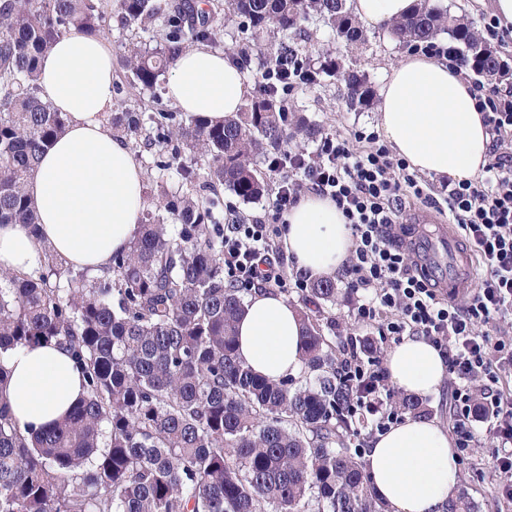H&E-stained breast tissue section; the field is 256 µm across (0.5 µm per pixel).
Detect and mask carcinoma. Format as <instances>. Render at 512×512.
<instances>
[{
	"label": "carcinoma",
	"instance_id": "cac0c4a2",
	"mask_svg": "<svg viewBox=\"0 0 512 512\" xmlns=\"http://www.w3.org/2000/svg\"><path fill=\"white\" fill-rule=\"evenodd\" d=\"M105 0H0V224L36 232L26 183L63 132L66 115L38 95L39 64L72 29L103 30ZM126 28L162 30L155 45L131 42L124 66L145 89L187 47L214 41L224 21L240 20L273 65L288 59L314 89L334 77L349 109L369 107L374 88L327 54L314 67L298 39L314 17L347 47L365 41L347 0H116ZM401 44L447 35L463 63L489 81L512 70L475 27L442 0H416L387 25ZM160 133L143 135L144 119ZM170 112H115L112 135L144 137L165 169L180 148L190 189L160 184L128 250L89 275L45 249L35 275L0 272V381L10 350L56 342L83 369V396L51 426L23 436L0 403V512H385L363 465L349 452L346 416L356 391L336 374V349L308 308L302 363L313 379L255 374L236 350L243 290L224 280V229L216 219L223 186L244 202L261 199L267 176L257 158L288 148L295 133L319 125L288 111L273 89L222 120L192 115L172 126ZM200 177L210 188L192 189ZM328 278L306 289L336 303Z\"/></svg>",
	"mask_w": 512,
	"mask_h": 512
}]
</instances>
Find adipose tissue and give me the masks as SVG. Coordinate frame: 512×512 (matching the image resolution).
Here are the masks:
<instances>
[{
    "instance_id": "ef3b65f1",
    "label": "adipose tissue",
    "mask_w": 512,
    "mask_h": 512,
    "mask_svg": "<svg viewBox=\"0 0 512 512\" xmlns=\"http://www.w3.org/2000/svg\"><path fill=\"white\" fill-rule=\"evenodd\" d=\"M413 0H352L363 24L377 27L405 16ZM39 97L66 113L68 125L43 154L27 184L39 217L37 233L0 224V271L32 275L41 243L76 268L100 270L136 236L145 202L143 172L134 152L113 137L103 116L112 104V46L77 29L63 35L41 61ZM462 73L441 62L405 56L385 79L378 128L411 167L456 180L477 178L489 157L491 135ZM247 80L223 51L186 49L174 61L165 96L181 111L218 120L245 103ZM283 244L298 272L335 274L352 246L335 203L305 196L286 217ZM237 350L254 372L273 380L302 369V324L279 294L257 292L237 324ZM8 377L0 400L23 434L39 431L83 394L75 358L57 344L9 351L0 360ZM389 380L398 392L437 395L446 375L439 349L404 337L387 354ZM370 485L390 512H447L461 484L454 444L437 421L407 416L377 434L364 453Z\"/></svg>"
}]
</instances>
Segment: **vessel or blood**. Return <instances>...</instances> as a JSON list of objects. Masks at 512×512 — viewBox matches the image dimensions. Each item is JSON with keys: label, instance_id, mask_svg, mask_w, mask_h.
Instances as JSON below:
<instances>
[{"label": "vessel or blood", "instance_id": "obj_1", "mask_svg": "<svg viewBox=\"0 0 512 512\" xmlns=\"http://www.w3.org/2000/svg\"><path fill=\"white\" fill-rule=\"evenodd\" d=\"M416 254L420 264L435 271H444L449 289L457 291L469 285L474 258L464 251L455 228H445L435 237L419 236Z\"/></svg>", "mask_w": 512, "mask_h": 512}]
</instances>
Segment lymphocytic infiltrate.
<instances>
[{"label": "lymphocytic infiltrate", "mask_w": 512, "mask_h": 512, "mask_svg": "<svg viewBox=\"0 0 512 512\" xmlns=\"http://www.w3.org/2000/svg\"><path fill=\"white\" fill-rule=\"evenodd\" d=\"M469 92L493 135L492 161L484 178L448 180L445 203L483 268L464 302L441 299L424 268L406 251L401 199L428 202L427 182L408 163L393 156L376 132H358L366 150L350 149L338 135L322 137L315 152L287 149L269 167L280 174L271 221L231 218L224 226V277L237 287L264 286L284 292L305 290L303 274H289L280 248L286 214L302 195L330 198L341 210L352 237L342 277L357 294L355 321L378 328L369 347L349 339L337 370L357 388L350 425L385 431L402 416L393 406L394 388L376 356L382 344L406 336L425 338L442 351L457 383L451 391L456 446L466 451L477 434L499 443L491 469L503 499L512 502V397L497 387L499 365L512 363V336L500 335L498 320L512 315V94L483 83ZM485 427L476 431L475 417Z\"/></svg>", "instance_id": "obj_1"}]
</instances>
